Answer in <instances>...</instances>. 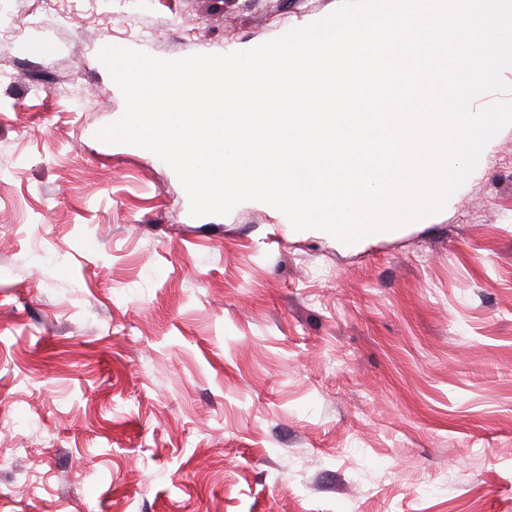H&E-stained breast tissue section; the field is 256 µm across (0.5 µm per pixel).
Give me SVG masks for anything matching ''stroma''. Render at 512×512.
<instances>
[{
    "mask_svg": "<svg viewBox=\"0 0 512 512\" xmlns=\"http://www.w3.org/2000/svg\"><path fill=\"white\" fill-rule=\"evenodd\" d=\"M339 4L0 0V512H512V126L351 244L191 216L96 137L104 47L227 54Z\"/></svg>",
    "mask_w": 512,
    "mask_h": 512,
    "instance_id": "1",
    "label": "stroma"
}]
</instances>
